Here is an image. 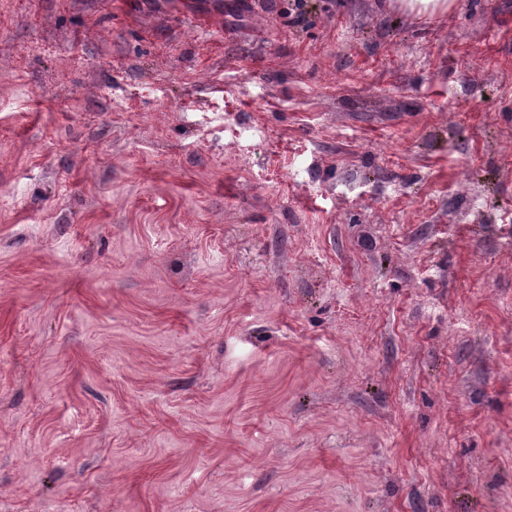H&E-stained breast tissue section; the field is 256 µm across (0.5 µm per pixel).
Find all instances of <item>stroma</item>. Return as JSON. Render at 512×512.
<instances>
[{
  "label": "stroma",
  "mask_w": 512,
  "mask_h": 512,
  "mask_svg": "<svg viewBox=\"0 0 512 512\" xmlns=\"http://www.w3.org/2000/svg\"><path fill=\"white\" fill-rule=\"evenodd\" d=\"M0 0V512H512V0ZM403 10L417 14H432L437 11H448L455 0H391Z\"/></svg>",
  "instance_id": "stroma-1"
}]
</instances>
